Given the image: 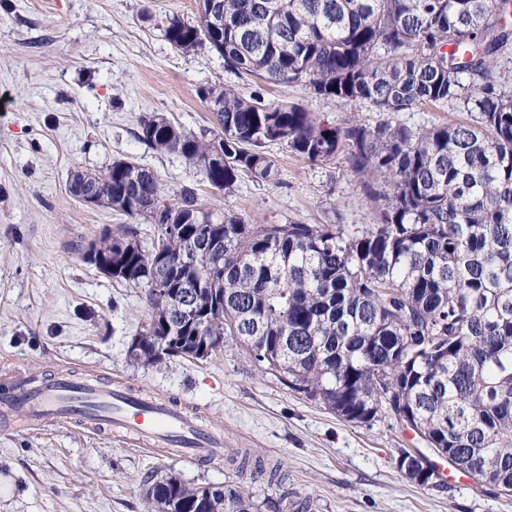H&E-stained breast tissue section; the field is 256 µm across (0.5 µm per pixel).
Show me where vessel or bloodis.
Listing matches in <instances>:
<instances>
[{
  "label": "vessel or blood",
  "mask_w": 512,
  "mask_h": 512,
  "mask_svg": "<svg viewBox=\"0 0 512 512\" xmlns=\"http://www.w3.org/2000/svg\"><path fill=\"white\" fill-rule=\"evenodd\" d=\"M14 399L31 409L34 424L66 421L84 407L92 428L125 434L152 450L176 447L191 458L197 448L216 453L223 446L221 437L207 431L180 407L152 397H133L117 388H102L95 376L74 382L61 374L35 384L32 391H18Z\"/></svg>",
  "instance_id": "b4317fda"
}]
</instances>
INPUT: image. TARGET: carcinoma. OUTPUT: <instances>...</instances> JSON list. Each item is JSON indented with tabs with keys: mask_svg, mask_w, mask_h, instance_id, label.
Returning a JSON list of instances; mask_svg holds the SVG:
<instances>
[{
	"mask_svg": "<svg viewBox=\"0 0 512 512\" xmlns=\"http://www.w3.org/2000/svg\"><path fill=\"white\" fill-rule=\"evenodd\" d=\"M193 23L167 21L181 53L224 47L238 77L304 86L312 97L355 103L388 118L329 127L306 106L245 98L221 84L202 98L220 131H184L156 112L135 136L176 153L231 196L243 178L273 181L267 147L310 163L342 160L373 212L369 224H251L211 209L186 186L160 203L157 176L125 160L76 170L100 206L133 220L100 244L146 292L142 353L196 337L213 352L231 340L291 391L343 420L371 426L412 416L434 454L480 484L512 495V90L497 75L512 44V0H213ZM454 103L468 119L411 127L393 115ZM155 226L144 245L139 222ZM178 227L171 235L168 225ZM209 238L224 252L207 254ZM198 252L178 268L189 245ZM168 276L171 294L148 281ZM229 463L283 482L281 464L234 453ZM151 512H255L244 487L149 476Z\"/></svg>",
	"mask_w": 512,
	"mask_h": 512,
	"instance_id": "1",
	"label": "carcinoma"
}]
</instances>
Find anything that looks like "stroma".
<instances>
[{"mask_svg": "<svg viewBox=\"0 0 512 512\" xmlns=\"http://www.w3.org/2000/svg\"><path fill=\"white\" fill-rule=\"evenodd\" d=\"M192 22L196 0H0V388L14 373L33 380L66 372L177 401L220 433L228 448L281 462L285 487L237 472L200 449L151 451L75 419L32 426L0 406V512H145L143 481L176 473L192 484H244L257 512L283 492L306 512H512V497L475 486L445 459L444 488L420 487L397 468L418 445L396 421L348 423L288 390L226 343L206 359L147 366L128 347L145 322V291L112 281L74 246L127 224L128 216L85 206L69 191L76 169L102 172L113 160L147 166L164 203L195 186L208 207L229 206L253 224H367L358 182L341 162L313 164L282 147L269 152L276 181L242 180L232 197L213 189L180 156L135 136L138 117L166 115L197 133L216 121L199 88L225 84L300 103L334 126L380 113L312 98L305 88L236 77L209 49L177 52L169 17Z\"/></svg>", "mask_w": 512, "mask_h": 512, "instance_id": "1", "label": "stroma"}]
</instances>
